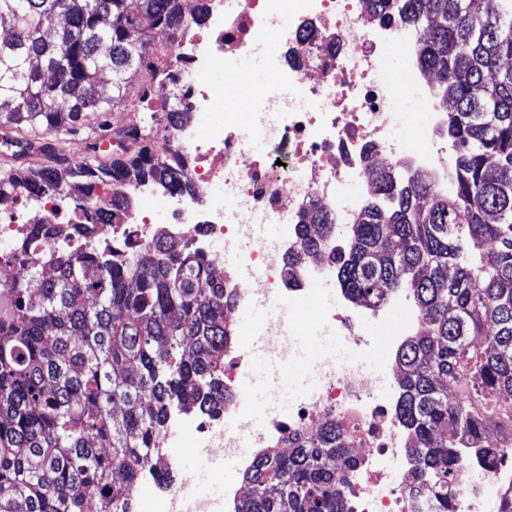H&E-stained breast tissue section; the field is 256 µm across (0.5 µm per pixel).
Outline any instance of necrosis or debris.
<instances>
[{"label":"necrosis or debris","instance_id":"1","mask_svg":"<svg viewBox=\"0 0 512 512\" xmlns=\"http://www.w3.org/2000/svg\"><path fill=\"white\" fill-rule=\"evenodd\" d=\"M402 5V0H389L376 13L365 0H211L204 25L186 33L171 58L183 85L180 106L213 107V93L198 82V74L223 69L227 57L271 40L275 84L255 103L261 119L240 120L242 104L252 97L246 75L235 74L238 93L223 121L205 127L177 125L159 143L162 160L185 164L193 191L154 183L135 189L140 200L157 193L168 197L170 209L162 226L143 208L133 211L127 223H113L111 206H104L95 225L99 246L109 252L129 238L146 244L163 230L175 242L191 241L211 267L223 271L224 295L232 308L250 304L258 290L291 306L320 303L321 285L344 245L335 234H326L320 259L287 267L285 258L297 248L305 211L319 207L335 223H355L365 198L344 199L342 188L349 175L364 173L376 156L389 166L432 175L440 191L453 186L442 134L446 115L438 110L435 85L412 65L391 81L382 78L383 46L395 44L404 52L423 34L406 22ZM398 86L417 89L433 118L430 128H401L394 93ZM253 137L262 138L267 149L249 157L243 144ZM256 215L279 223L276 250L241 249L247 224ZM84 221L81 209L63 211L52 197L36 200L22 190L0 197V275L14 277L22 271L18 247L30 238L34 225H67L71 243L77 244L85 238L79 229ZM233 251L258 272L260 286L243 281L238 270H225L224 255ZM401 310L391 299L375 307L347 303L329 309L324 320L354 349L355 362L340 365L332 356L316 354L308 365L311 391L288 417L261 421L254 435L256 447L276 448L327 420L354 430L359 464L345 489L351 512H430L424 501L408 493L413 462L396 417L399 393L386 385L389 356L377 352L378 342L394 343L398 331L393 317ZM230 391L224 411L233 414L234 425L225 424L223 417L198 423L190 411L175 407L157 447H179L189 436L195 447L232 454L237 466L247 467L251 450L237 446V436L246 428L247 393L236 382ZM469 469L465 459L456 466L457 512H486L487 496L479 486L497 488L500 473L487 469L475 481L469 479Z\"/></svg>","mask_w":512,"mask_h":512}]
</instances>
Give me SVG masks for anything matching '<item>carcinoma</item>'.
<instances>
[{
    "mask_svg": "<svg viewBox=\"0 0 512 512\" xmlns=\"http://www.w3.org/2000/svg\"><path fill=\"white\" fill-rule=\"evenodd\" d=\"M210 0L187 15L182 0H0V197L24 189L105 202L112 223L145 182L191 189L156 156L150 129L110 121L127 102L125 74L154 61L152 34L200 26ZM425 29L418 65L448 111L454 191L405 168L376 174V197L357 223L317 209L301 223L297 255L314 258L322 234L345 251L334 274L353 303L378 305L400 290L418 308L398 347L396 413L414 452L413 483L453 512L451 473L463 458H512V0H405ZM109 71L112 79L101 80ZM98 113L96 127L84 124ZM86 155L70 156L72 140ZM63 229L38 224L44 250L26 279L4 283L0 315V512H132L138 476L170 407L224 409V283L186 244L159 234L108 258L93 244L59 249ZM497 419L496 432L485 428ZM286 454L263 448L244 470L235 512H348L353 441L333 421L295 437ZM494 512H512V477Z\"/></svg>",
    "mask_w": 512,
    "mask_h": 512,
    "instance_id": "obj_1",
    "label": "carcinoma"
}]
</instances>
